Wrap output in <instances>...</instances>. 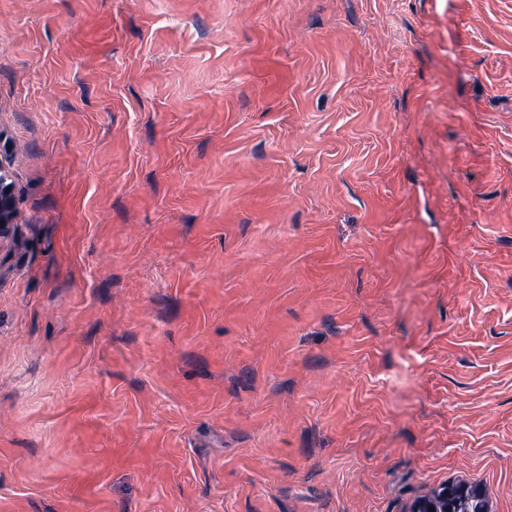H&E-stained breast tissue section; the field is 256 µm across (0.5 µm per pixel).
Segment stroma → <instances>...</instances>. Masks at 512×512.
<instances>
[{"label":"stroma","mask_w":512,"mask_h":512,"mask_svg":"<svg viewBox=\"0 0 512 512\" xmlns=\"http://www.w3.org/2000/svg\"><path fill=\"white\" fill-rule=\"evenodd\" d=\"M0 512H512V0H0ZM473 488L456 486L444 490L432 499L419 502L413 512H429L430 507H434V512H487L483 492L480 493ZM442 504H445L443 508Z\"/></svg>","instance_id":"stroma-1"}]
</instances>
